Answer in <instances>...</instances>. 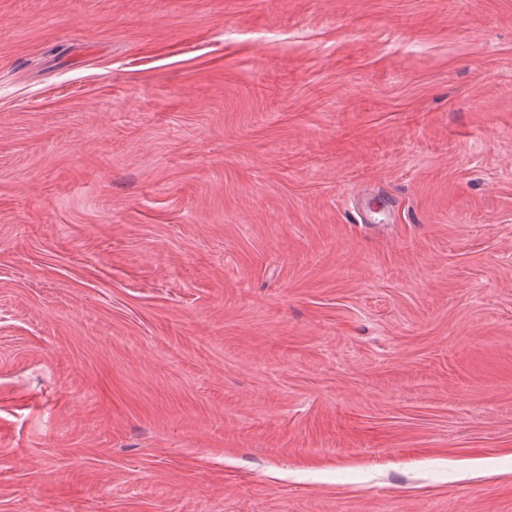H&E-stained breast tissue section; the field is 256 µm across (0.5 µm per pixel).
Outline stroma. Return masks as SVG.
Returning <instances> with one entry per match:
<instances>
[{"mask_svg":"<svg viewBox=\"0 0 512 512\" xmlns=\"http://www.w3.org/2000/svg\"><path fill=\"white\" fill-rule=\"evenodd\" d=\"M0 512H512V0H0Z\"/></svg>","mask_w":512,"mask_h":512,"instance_id":"35a3bbf8","label":"stroma"}]
</instances>
